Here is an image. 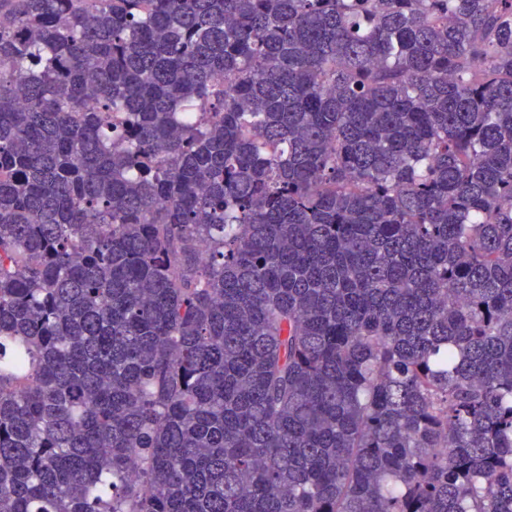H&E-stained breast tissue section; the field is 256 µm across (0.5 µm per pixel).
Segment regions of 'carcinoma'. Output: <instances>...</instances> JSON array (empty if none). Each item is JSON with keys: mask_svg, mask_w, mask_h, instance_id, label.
Instances as JSON below:
<instances>
[{"mask_svg": "<svg viewBox=\"0 0 512 512\" xmlns=\"http://www.w3.org/2000/svg\"><path fill=\"white\" fill-rule=\"evenodd\" d=\"M2 18L0 512H512V0Z\"/></svg>", "mask_w": 512, "mask_h": 512, "instance_id": "1", "label": "carcinoma"}]
</instances>
